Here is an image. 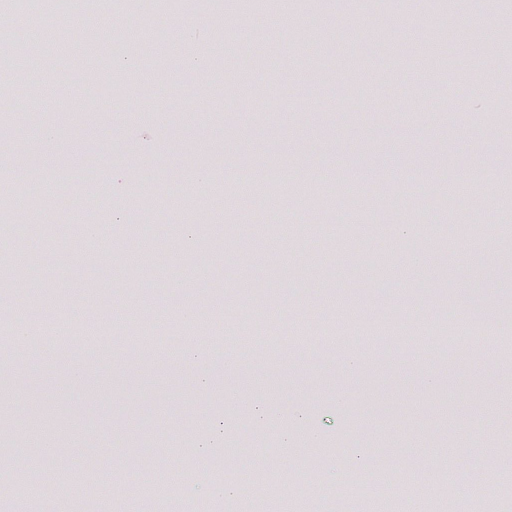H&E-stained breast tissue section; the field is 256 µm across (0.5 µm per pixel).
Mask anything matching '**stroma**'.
Returning <instances> with one entry per match:
<instances>
[{
  "label": "stroma",
  "mask_w": 512,
  "mask_h": 512,
  "mask_svg": "<svg viewBox=\"0 0 512 512\" xmlns=\"http://www.w3.org/2000/svg\"><path fill=\"white\" fill-rule=\"evenodd\" d=\"M106 46L87 67L40 44L24 73L0 55V83L20 82L31 109L0 120V180L27 196L22 167L62 169L63 193L15 213L0 248V298L16 312L0 321V449L8 450L7 512H154L166 482L183 512H279L297 496L305 512H368L392 477L408 475L404 512L451 499L453 512H512V355L489 347L322 339L325 324L444 321L477 306L512 315V70L493 44L512 22V0H488L473 16L441 0H287L285 19L257 40L252 14L224 0L136 14V0H78ZM168 30L159 48L131 50L115 29ZM459 65L481 58V92L456 75L411 79L430 46ZM361 71L339 65L344 53ZM233 57L248 86L224 79ZM286 56L304 65L287 72ZM369 84L372 96L359 92ZM450 111H434L439 92ZM53 130L52 141L42 138ZM287 162L290 176L268 195L241 199L242 171ZM94 171L93 208L76 173ZM471 182L454 202L470 232L448 231L440 201L448 175ZM352 184L328 209L306 189ZM84 208L81 226L71 214ZM157 225L144 235L140 225ZM38 262L22 279L17 255ZM137 277H129L131 258ZM115 325L79 334L45 362L30 322ZM248 318L251 365L225 370L229 337ZM207 337L209 378L180 363ZM307 326L309 356L294 338ZM473 458L439 488L443 464ZM39 488L29 496V488Z\"/></svg>",
  "instance_id": "obj_1"
}]
</instances>
